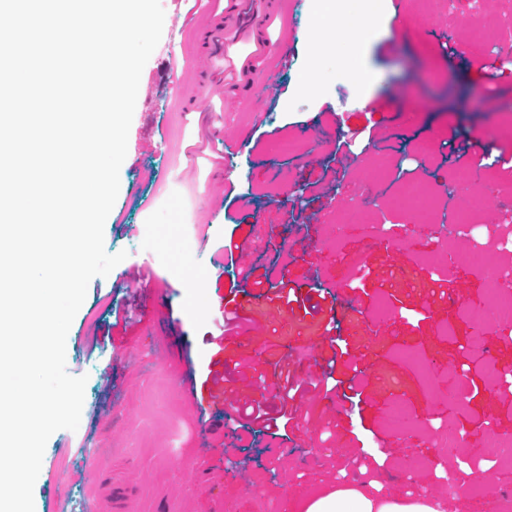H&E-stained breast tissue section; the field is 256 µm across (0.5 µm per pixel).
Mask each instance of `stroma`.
I'll list each match as a JSON object with an SVG mask.
<instances>
[{"mask_svg":"<svg viewBox=\"0 0 512 512\" xmlns=\"http://www.w3.org/2000/svg\"><path fill=\"white\" fill-rule=\"evenodd\" d=\"M362 5L280 0L266 35L288 38L292 61L274 68L273 97L255 84L228 101L210 86L216 68L241 67L249 47L210 56L200 35H162L128 134L145 149L127 153L104 226L107 253L149 259L154 292L129 293L113 273L91 280L66 339L68 373L87 378L81 421L49 438L35 512L91 493L103 512L116 501L128 512H294L324 488L372 480L391 499L430 490L447 512H512V468L482 456L488 433L512 439V317L482 329L469 321L487 287L483 270L460 260L479 241L512 270V0L482 4L476 25L488 39L478 51L456 10L420 0H406L357 62L335 44L316 48L314 29H335ZM318 55L327 72L313 95L304 80ZM476 57L487 70L473 67ZM355 65L375 77V109L358 101ZM493 86L504 94L489 109ZM245 132L249 144L224 185V142ZM290 138L300 150H278ZM422 139L431 157L415 154ZM453 141L469 143L473 184L493 200L459 236L442 230L462 204L448 179L459 164ZM385 158L392 167L382 175ZM176 175L198 192L189 245L180 199L154 198ZM405 181L435 192L438 223H412L396 207ZM352 186L360 201L339 203L336 189ZM340 210L349 214L342 225ZM375 224L390 235H373ZM254 265L273 267L272 284L287 282L294 303L261 296L247 277ZM233 301L246 316L228 325L224 306ZM219 355L235 396L249 395L272 418L291 413L287 425L273 433L234 403L212 401L205 381ZM283 371L304 396L282 402ZM187 374L195 392L180 386ZM397 407L404 434L390 427ZM448 428L462 435L464 454L445 446ZM89 448L98 454L92 471L81 466ZM461 471L493 479L495 490L447 494Z\"/></svg>","mask_w":512,"mask_h":512,"instance_id":"1","label":"stroma"}]
</instances>
